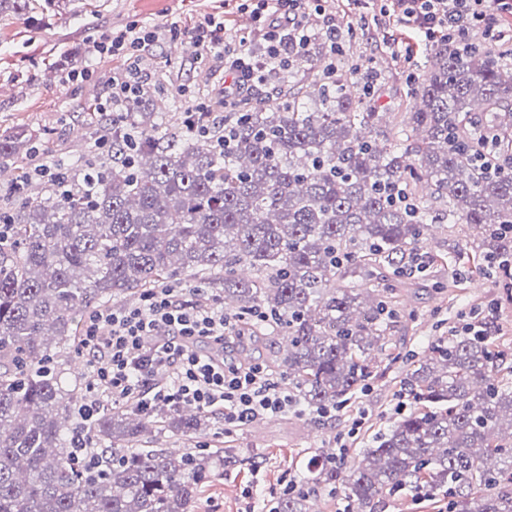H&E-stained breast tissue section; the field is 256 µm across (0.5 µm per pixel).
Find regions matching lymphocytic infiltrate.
I'll list each match as a JSON object with an SVG mask.
<instances>
[{
  "label": "lymphocytic infiltrate",
  "instance_id": "obj_1",
  "mask_svg": "<svg viewBox=\"0 0 512 512\" xmlns=\"http://www.w3.org/2000/svg\"><path fill=\"white\" fill-rule=\"evenodd\" d=\"M392 20L422 40L453 44L472 52L467 33L475 24L494 32L495 19L512 12V0H388ZM253 38L227 40L219 19L203 18L192 30L195 44L218 50L224 62V109L233 111L257 90L281 85L297 63L320 53V78L336 81L349 34L327 16L323 0H253ZM322 25H315V17ZM176 29L135 26L95 45L97 53L123 55V68L108 80L110 93L99 111L128 112L145 84L153 47L175 40ZM237 320L199 292L175 286L154 288L138 302L105 306L85 323L80 352L100 387L90 390L78 410L81 426L74 455L86 462L99 456L88 427L106 402L134 405L143 413L189 406L217 412L225 428H237L270 414L297 408L295 397L261 365L242 366L224 358V342L236 335ZM166 375L165 384L155 382Z\"/></svg>",
  "mask_w": 512,
  "mask_h": 512
}]
</instances>
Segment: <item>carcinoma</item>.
Here are the masks:
<instances>
[{"label":"carcinoma","instance_id":"cac0c4a2","mask_svg":"<svg viewBox=\"0 0 512 512\" xmlns=\"http://www.w3.org/2000/svg\"><path fill=\"white\" fill-rule=\"evenodd\" d=\"M304 90L297 80L250 97L221 132L199 137L166 126V113L130 112L112 128L132 158L93 154L64 186L28 177L8 211L0 247V512H191L204 479L233 456L224 449L173 454L148 448L152 433L186 440L207 413L165 409L99 415L89 435L101 466L75 462L77 405L60 381L49 337L75 341L76 310L175 282L256 313L288 339L268 365L310 411L338 410L373 377L372 354L389 350L403 310L393 285L361 288L356 267L385 265L392 279L422 249L428 218L476 231L473 260L512 253V173H489L473 125L490 119L512 146V73L486 45L458 55L432 49L411 81L415 111L379 141L383 113L352 78ZM226 136L224 152L214 141ZM24 130L0 135V165L35 153ZM407 207L394 200L399 190ZM493 340L439 336L406 360L415 408L343 471L323 450L314 475L282 495L275 512H307L320 490L357 512H377L405 487L448 499V512H512V386L500 378Z\"/></svg>","mask_w":512,"mask_h":512}]
</instances>
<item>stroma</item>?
<instances>
[{"label": "stroma", "mask_w": 512, "mask_h": 512, "mask_svg": "<svg viewBox=\"0 0 512 512\" xmlns=\"http://www.w3.org/2000/svg\"><path fill=\"white\" fill-rule=\"evenodd\" d=\"M326 9L337 20L356 26L345 43L348 56L371 60L385 73L371 108L410 111L406 75L424 74L429 52L418 51L409 62L395 57L386 45L395 28L387 18H373L369 0H328ZM363 14L371 21L361 29L357 23ZM209 15L223 17L229 38L250 30L249 12L237 0H70L63 11L44 9L36 0L31 10L0 16V132L27 130L42 142L40 163L75 169L93 148L98 119L94 107L108 93L103 79L123 66L120 57L95 53V45L134 24L174 26L188 33ZM87 65L94 67L99 81L67 82L71 70ZM148 81L162 84L168 94L166 123L170 127L181 124L178 92L183 88L208 99L215 115L224 113V66L202 48L191 45L177 53L167 44L154 49ZM472 237L467 226L438 225L423 247L424 252L438 256L428 278L403 279L394 287L393 296L405 311L393 331L397 360L378 358L368 388L333 419L321 420L301 407L228 431L217 414L203 434L190 441L166 431L156 434L154 444L161 448H226L235 458L202 484L192 512H263L288 480H306L305 459L333 447L336 435L348 434L352 428L357 434H348L342 463L355 465L362 450L373 446L375 437L398 418L405 354H424L438 336L453 333L471 308L485 310L493 340L512 358V287L483 277L455 283L448 274L449 261Z\"/></svg>", "instance_id": "obj_1"}]
</instances>
